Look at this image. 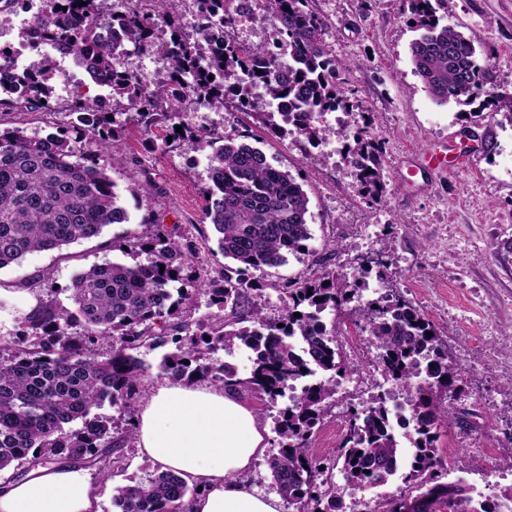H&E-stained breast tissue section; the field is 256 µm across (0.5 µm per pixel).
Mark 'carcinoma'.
<instances>
[{
	"label": "carcinoma",
	"mask_w": 512,
	"mask_h": 512,
	"mask_svg": "<svg viewBox=\"0 0 512 512\" xmlns=\"http://www.w3.org/2000/svg\"><path fill=\"white\" fill-rule=\"evenodd\" d=\"M146 2L148 9L114 13L106 24L101 22L100 0H46L42 14L34 18L32 34H51L76 54L77 64L94 83L111 86L112 106L103 109L94 99L75 103L80 131L74 137L63 132L31 138L19 130H0V269L30 253L98 238L107 226L128 222L112 178L91 158L97 148L111 152L113 164L122 161L121 115L146 128L167 122L173 130L188 89L204 92L216 110H224V98L231 95L237 109L246 111L254 108L251 90L258 81L273 97L288 102L290 111L302 113L297 134L312 145L330 135L320 122L322 113L341 108L353 114L343 78L348 64L328 49L326 24L307 8L308 0H265L277 42L297 53V66L286 70L268 48L246 46L224 34L235 23L242 0H192L201 20L192 34L175 27L171 0ZM445 4L411 0L412 22L420 31L410 45L415 72L434 101L466 106L488 94L512 122V93L498 91L493 66L480 62L472 41L439 14ZM114 33L128 46L163 56L172 70L170 84L146 91L129 71L117 70ZM54 71L55 62L44 58L30 70L12 74L11 87L0 83V90L19 91L26 104L43 108L54 95ZM192 139L200 148L215 144L205 128ZM343 148L365 197L384 202L381 143L357 132L344 137ZM208 160L212 187L206 191L210 198L203 214L229 260L224 271L216 279L183 275L194 245L180 242V226L154 224L149 237L127 244L132 252L148 251V262L93 265L76 274L67 288L71 306L51 303L24 317L7 342L10 357L0 361V471L23 463L111 462L116 444L134 439L136 427L127 421L117 438L112 424L95 410L107 402L131 413L144 367L128 351L169 337L176 351L163 358L161 369L174 382L208 381L274 399L302 375L307 362L325 373L281 411L276 424L279 448L268 466L296 512H335L336 485L326 477L330 467H321L312 457L309 439L336 394L326 374L339 372L343 363L336 332L326 330L318 315H334L346 307L359 284L332 271L284 284L285 308L276 321L266 320L257 306L237 311L250 292L263 288L250 271L278 267L287 255L307 248L312 238L309 198L291 174L249 144L226 140ZM175 282L182 283L176 300L170 290ZM195 291L207 294L219 310L231 309L235 322L253 326L229 329L228 320L216 314L209 319V330L192 331L187 305ZM355 314L391 377L409 385L425 375V385L417 387L413 399L416 452L401 474L420 490L413 512H429V496L435 492L449 512H500L486 501H474L465 483H433L440 429L462 428L468 420L464 412L437 400L439 393L453 397L456 367L437 334L426 335L432 324L398 298H378ZM75 326L82 332L71 333ZM296 338L306 345L305 359L294 350ZM104 339L112 340L107 356L98 352ZM235 344L256 352L244 379L229 365L212 362V353ZM77 421L80 427H69ZM344 427L345 444L337 462L345 480L360 486L388 483L399 448L384 399L350 413ZM196 495L197 488H189L175 473L158 471L144 481L116 487L112 504L116 512H189Z\"/></svg>",
	"instance_id": "obj_1"
}]
</instances>
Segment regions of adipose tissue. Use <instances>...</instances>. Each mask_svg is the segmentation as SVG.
<instances>
[{
  "label": "adipose tissue",
  "instance_id": "adipose-tissue-1",
  "mask_svg": "<svg viewBox=\"0 0 512 512\" xmlns=\"http://www.w3.org/2000/svg\"><path fill=\"white\" fill-rule=\"evenodd\" d=\"M141 453L199 485L192 512H278L275 495L243 476L267 447L256 409L234 388L156 386L136 425ZM97 484L78 466L36 464L21 480L0 483V512H96Z\"/></svg>",
  "mask_w": 512,
  "mask_h": 512
}]
</instances>
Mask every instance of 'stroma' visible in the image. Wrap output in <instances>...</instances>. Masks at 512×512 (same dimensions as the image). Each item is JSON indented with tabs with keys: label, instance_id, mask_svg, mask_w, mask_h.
<instances>
[{
	"label": "stroma",
	"instance_id": "1",
	"mask_svg": "<svg viewBox=\"0 0 512 512\" xmlns=\"http://www.w3.org/2000/svg\"><path fill=\"white\" fill-rule=\"evenodd\" d=\"M327 25L325 40L336 58L352 63L346 82L361 105L352 126H367L384 147L386 197L374 204L362 195L350 166L324 148L305 146L290 134L272 132L268 111L255 109L227 115L207 102L190 100L179 121L184 131L208 127L216 135L261 149L275 167L288 171L309 197L312 237L305 252L288 256L282 266L257 272L264 288L256 301L267 319L282 312L279 286L287 280H309L333 271L361 280L364 298L389 294L417 307L440 339L474 337V344L448 352L458 365L456 406L469 408L470 426L441 430L440 456L449 447L466 462L465 479L485 499H500L512 489V345L502 343L512 332V273L500 267L498 236L512 228V122L503 114L472 111L453 103L437 104L415 73L410 44L417 32L409 17V0H308ZM448 20L474 43L480 60L493 65L500 90L512 92V0H448ZM55 99L49 108L19 105L0 108V129H20L31 137L71 130L76 116L65 107L61 76H54ZM479 135L474 162L464 171L442 178L413 167L410 152L451 139ZM160 123L151 132L128 126L126 156L113 166L112 156L95 160L116 184L129 221L104 229L91 241L60 251L27 255L21 264L0 270V336L18 329L22 318L48 301L67 304L73 277L95 264L148 262V252L127 254L118 243L127 235H145L148 223L180 225L196 246L189 275L215 276L225 259L216 233L203 219L204 192L210 184L207 151L189 139L169 140ZM150 182L146 193L130 186ZM345 364L337 375L339 390L310 441L317 461L331 463L345 438L342 419L368 407L374 395L410 401L400 382L374 376L371 391L351 382L368 371L372 359L341 349ZM267 429V455L245 474L258 493H277L266 458L278 450L275 422L285 399L252 398ZM495 445L500 453L492 466L478 467L474 451ZM117 463L92 466L99 484V512H113L114 487L146 479L155 471L136 442L115 450Z\"/></svg>",
	"mask_w": 512,
	"mask_h": 512
}]
</instances>
